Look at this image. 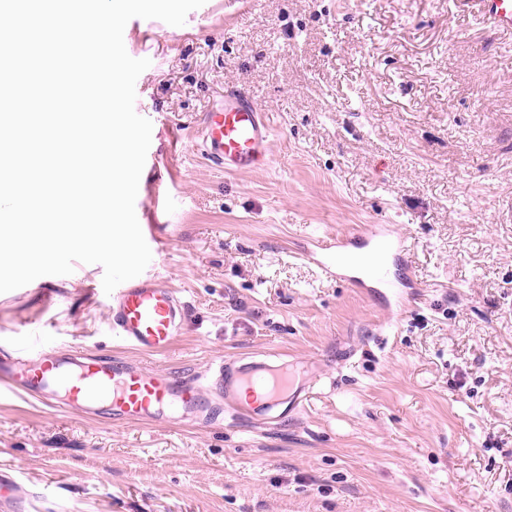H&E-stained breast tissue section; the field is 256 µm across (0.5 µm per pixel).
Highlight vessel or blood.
<instances>
[{
	"instance_id": "b4317fda",
	"label": "vessel or blood",
	"mask_w": 512,
	"mask_h": 512,
	"mask_svg": "<svg viewBox=\"0 0 512 512\" xmlns=\"http://www.w3.org/2000/svg\"><path fill=\"white\" fill-rule=\"evenodd\" d=\"M464 13L478 14L487 26L512 30V0H455ZM201 152L228 172L251 170L269 153L267 115L243 94L225 97L207 112ZM408 250L391 225L368 224L336 244L306 248V256L325 274L362 288L390 289L391 260ZM112 331L144 354H162L173 345L190 308L158 278L141 277L118 285L111 295ZM314 369L288 361L251 357L216 360L206 377L174 376L121 359L74 356L71 367L41 349L25 360L0 350V387L44 397L50 408L109 416L123 423L188 419L215 426L220 413L249 420H282L298 413L313 389Z\"/></svg>"
}]
</instances>
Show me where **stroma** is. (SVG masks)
I'll return each instance as SVG.
<instances>
[{"label":"stroma","instance_id":"obj_1","mask_svg":"<svg viewBox=\"0 0 512 512\" xmlns=\"http://www.w3.org/2000/svg\"><path fill=\"white\" fill-rule=\"evenodd\" d=\"M152 123L135 212L145 273L188 302L171 349L112 334L98 264L0 293V348L76 347L177 375L213 360L318 359L301 412L112 424L0 397V500L24 512H512V32L453 0H206L131 19ZM267 113L241 173L198 131L227 90ZM363 224L410 246L407 308L304 254Z\"/></svg>","mask_w":512,"mask_h":512}]
</instances>
